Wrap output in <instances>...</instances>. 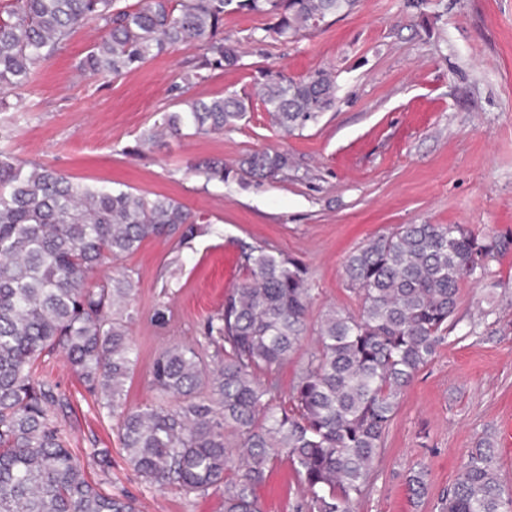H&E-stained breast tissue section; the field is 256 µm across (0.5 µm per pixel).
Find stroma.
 <instances>
[{"mask_svg":"<svg viewBox=\"0 0 512 512\" xmlns=\"http://www.w3.org/2000/svg\"><path fill=\"white\" fill-rule=\"evenodd\" d=\"M257 13L224 17L236 66L206 72L190 90L209 99L255 94L264 72L302 78L331 71L335 108L299 135L272 126L261 102L224 133L188 134L145 147L141 136L177 110L184 78L203 45H180L119 77L84 75L79 64L102 28L79 27L21 90L22 111H0V153L49 165L74 180L171 198L205 216L207 230L186 243L149 239L96 278L118 272L138 283L130 335L138 361L126 404L156 402L154 358L203 335L224 292L242 278V245L283 251L308 271V334L331 308L358 312L347 286L348 256L402 224H464L495 242L484 279L462 282L454 327L434 362L403 391L368 494L354 512H440L471 448L497 450L512 495V0H357L307 35L283 41ZM288 153L277 178L258 180L242 162ZM223 162L224 181L198 167ZM183 267L169 274L174 257ZM164 311L157 321L156 311ZM39 377L65 402L55 415L88 477L139 512H223L221 490L187 497L145 484L128 465L116 421L101 409L65 359L42 357ZM424 469L427 492L413 499L407 479ZM297 478L281 465L260 490L266 512H291Z\"/></svg>","mask_w":512,"mask_h":512,"instance_id":"35a3bbf8","label":"stroma"}]
</instances>
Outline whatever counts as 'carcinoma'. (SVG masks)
Instances as JSON below:
<instances>
[{
  "label": "carcinoma",
  "mask_w": 512,
  "mask_h": 512,
  "mask_svg": "<svg viewBox=\"0 0 512 512\" xmlns=\"http://www.w3.org/2000/svg\"><path fill=\"white\" fill-rule=\"evenodd\" d=\"M355 0H0V109L5 92L28 85L75 29L103 35L80 62L88 76L114 77L171 48L201 41L203 70L234 66L224 15L267 14L284 40L318 29ZM257 96L270 122L293 134L336 103L327 71L305 78L269 73ZM142 142L237 129L248 96L188 97ZM274 179L288 154L245 160ZM176 201L75 182L36 162L0 155V512H137L136 503L91 481L67 447L54 408L63 398L36 377L44 356L64 355L86 391L118 419L126 461L147 484L185 496L223 489L224 512H263L258 490L276 462L298 481L292 512H352L372 484L403 389L447 339L462 279L485 275L496 246L463 224H403L352 253L345 264L358 313L331 309L296 373L288 400L279 368L301 347L312 288L306 269L266 246L241 252L243 280L208 320L203 339L165 348L150 383L170 405L126 407L138 356L129 336L134 278L92 282L106 262L146 239L203 231ZM483 440L442 504L444 512H512Z\"/></svg>",
  "instance_id": "1"
}]
</instances>
